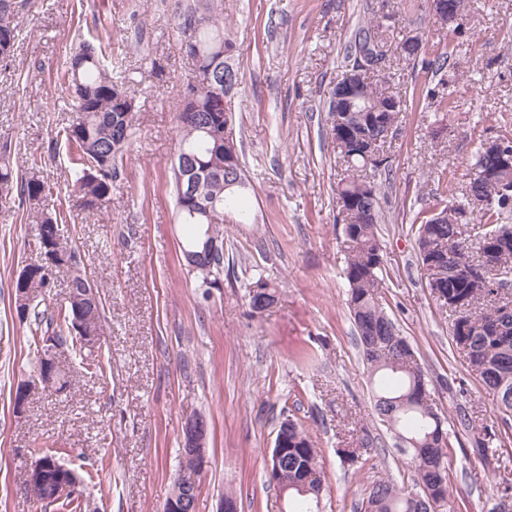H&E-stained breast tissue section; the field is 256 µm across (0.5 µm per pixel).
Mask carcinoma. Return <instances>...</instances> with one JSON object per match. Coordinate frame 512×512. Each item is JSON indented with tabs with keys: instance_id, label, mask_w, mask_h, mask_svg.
<instances>
[{
	"instance_id": "obj_1",
	"label": "carcinoma",
	"mask_w": 512,
	"mask_h": 512,
	"mask_svg": "<svg viewBox=\"0 0 512 512\" xmlns=\"http://www.w3.org/2000/svg\"><path fill=\"white\" fill-rule=\"evenodd\" d=\"M29 0H0V59L11 57L19 35L18 17ZM420 7L415 0H401L397 10L384 12L375 19L361 22L346 46L343 67L354 61L357 52L368 46H387L385 33L397 12L408 13ZM180 26L188 34V56L197 69L224 67L229 85L237 84V70L216 61L215 49L222 45L233 49L224 38V26L213 17L198 16L193 8L182 16ZM399 55L421 60L426 74L444 79L448 52L425 56V46L408 44L403 38L397 45ZM64 80L77 101L75 115L57 136L74 150L75 173L71 196L84 211L98 210L110 200L116 178L115 162L127 143L134 122L132 100L118 97L125 92L124 72L105 64L101 47L85 41L79 51L65 62ZM361 90L362 105L367 112H352L349 122L357 133L371 138L381 135L383 127L394 118L384 112L392 97L402 95L389 90L390 74L381 72L366 77ZM176 156H185L192 174L180 178L172 171L175 206L181 223L193 227L192 236L182 246V253H202L207 237L217 241L213 265L200 270L209 287L224 281V212L234 211L241 218L248 215V188L224 190V182L244 171L243 153L237 139L225 142L204 131L212 126L234 125L231 111L219 104L213 91L194 92L186 84L178 108ZM336 153L343 159L345 175L338 182L336 200H344L349 212L342 214L343 234L348 242L345 278L348 282L347 304L357 329L358 345L373 384L374 409L379 420L392 432L407 464L415 474L409 488L393 478L379 477L366 488L360 506L362 512H437L443 506L457 512L449 489L450 433L443 417L430 403L424 371L417 362L416 351L402 336L380 302L379 288L384 280V263L377 224L381 220V194L377 183L361 175L367 169L390 179L389 164L371 165L360 144L337 143L333 127H328ZM42 158L32 156L27 172L14 175L9 155L0 154V201L12 195L28 204V217L39 227L34 243V258L28 264L30 287L45 289V297L32 304L24 316L37 351L44 352L46 341L53 338L75 350L87 348L85 337L102 335L104 305L101 295L79 313L71 304L56 310L41 308L54 286L55 271H70L71 287L95 288L81 270L83 260L64 240L60 225L67 222L63 210L51 214L42 208L49 187L41 179ZM499 186H512V168L501 164L499 157L478 147L470 164L468 181L455 202L422 220L417 229V255L426 272V287L453 299L466 300L465 308L452 313V339L463 353L467 367L488 395L493 410L512 416V297L506 287L512 281V227L500 223L512 211V204L502 201L495 192ZM478 216V227L471 226ZM494 260L496 273L480 285L470 279V271ZM277 300V290L259 277L249 284L248 305L261 299ZM288 439L285 458L276 475L279 490L288 512H319L325 473L319 449L315 448L304 425L290 417L280 421L276 435ZM377 447V436L363 426L356 444L342 449L352 462L365 463L363 456Z\"/></svg>"
}]
</instances>
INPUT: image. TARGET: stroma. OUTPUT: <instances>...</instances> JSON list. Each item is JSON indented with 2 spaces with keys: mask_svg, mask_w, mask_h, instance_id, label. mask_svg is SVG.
<instances>
[{
  "mask_svg": "<svg viewBox=\"0 0 512 512\" xmlns=\"http://www.w3.org/2000/svg\"><path fill=\"white\" fill-rule=\"evenodd\" d=\"M204 0H36L21 19L11 61L0 62V144L14 166L42 157L48 205L72 176L65 144L72 100L60 81L82 41L112 47L126 69L134 133L116 161L112 198L93 214L72 210L62 233L85 259L104 299L101 369L64 350L71 380L52 394L34 382L36 354L13 308L12 285L35 241L19 201L0 204V512H44L25 485L33 451H59L84 490L81 512H162L179 472L182 427L208 423L206 464L195 512H219L226 491L239 512H284L266 481L267 460L284 409L295 410L326 473L323 512H355L380 475L411 484L413 473L373 406L368 372L354 339L343 275L347 245L335 188L344 167L327 133V102L343 73L353 30L382 0H222L224 33L236 49L239 81L226 101L236 114L250 193L251 221L224 216V284L211 288L185 265L188 228L175 214L171 165L177 113L194 65L178 24ZM470 22L447 39L428 10L399 15L398 44L418 32L428 50L449 48L445 119L423 96L403 112L390 148L393 176L381 186L378 226L388 276L381 297L417 352L434 406L455 419L459 405L473 429L451 437L450 486L459 512H512L500 465L512 466V422L468 373L451 341L452 319L425 285L417 260L418 213L442 183L464 185L479 141L512 135V0H469ZM260 276L276 303L251 315L247 284ZM26 388L23 411L14 408ZM380 448L363 467L344 457L359 423ZM498 433L497 457L475 441Z\"/></svg>",
  "mask_w": 512,
  "mask_h": 512,
  "instance_id": "stroma-1",
  "label": "stroma"
}]
</instances>
